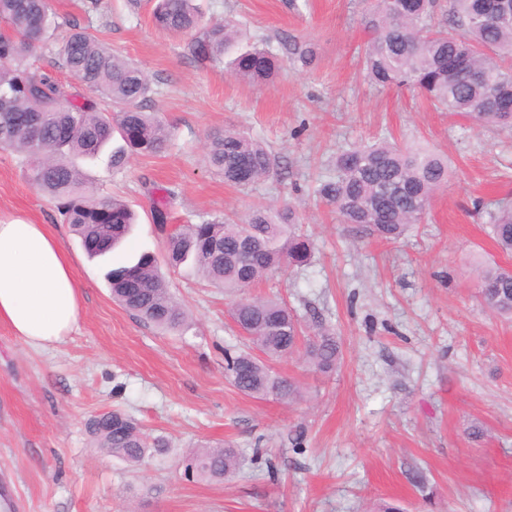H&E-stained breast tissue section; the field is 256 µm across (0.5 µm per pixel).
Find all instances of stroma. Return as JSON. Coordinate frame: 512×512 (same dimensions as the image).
Here are the masks:
<instances>
[{
    "label": "stroma",
    "instance_id": "obj_1",
    "mask_svg": "<svg viewBox=\"0 0 512 512\" xmlns=\"http://www.w3.org/2000/svg\"><path fill=\"white\" fill-rule=\"evenodd\" d=\"M196 2L204 23L233 20L247 41L306 44L311 64L287 63L254 86L154 28L151 0H50L150 76L146 109L173 138L165 154L118 173L103 156L83 162L101 194L139 215L126 243L96 260L20 158L0 152V220L50 225L82 293L76 328L49 348L0 324V494L11 512H374L383 501L403 512H512V319L484 308L478 279L482 267H512V256L475 208L512 202V135L436 111L408 88L370 86L357 63L367 39L358 0ZM224 129L264 141L281 169L246 189L226 184L206 159L209 134ZM384 137L451 165L423 222L394 243L341 223L314 193L337 152ZM164 189L177 198L162 228L152 203ZM288 203L313 260L245 294L279 295L305 323L330 326L342 349L328 374L299 354L272 362L302 387L289 404L233 385L224 352L248 345L229 316L233 297L165 264L168 229ZM138 251L161 261L191 313L188 331L157 329L113 301L105 274ZM113 410L166 437L168 453L131 464L97 448L88 422ZM477 424L487 434L474 440ZM221 442L239 448L237 473L186 479L183 456Z\"/></svg>",
    "mask_w": 512,
    "mask_h": 512
}]
</instances>
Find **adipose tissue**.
Listing matches in <instances>:
<instances>
[{"mask_svg":"<svg viewBox=\"0 0 512 512\" xmlns=\"http://www.w3.org/2000/svg\"><path fill=\"white\" fill-rule=\"evenodd\" d=\"M81 290L72 261L45 224L0 222V323L33 348L76 327Z\"/></svg>","mask_w":512,"mask_h":512,"instance_id":"1","label":"adipose tissue"}]
</instances>
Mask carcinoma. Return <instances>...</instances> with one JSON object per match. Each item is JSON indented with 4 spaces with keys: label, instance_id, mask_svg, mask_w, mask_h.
Returning a JSON list of instances; mask_svg holds the SVG:
<instances>
[{
    "label": "carcinoma",
    "instance_id": "cac0c4a2",
    "mask_svg": "<svg viewBox=\"0 0 512 512\" xmlns=\"http://www.w3.org/2000/svg\"><path fill=\"white\" fill-rule=\"evenodd\" d=\"M372 0L361 12L369 34L362 65L367 81L379 88L408 86L451 116L470 119L480 128L512 130V0ZM153 25L175 34L203 30L188 44L192 56L211 62L241 40L235 27L202 29L195 0H155ZM62 66L76 84L58 81L29 63L59 30ZM312 50L288 41V61L308 62ZM283 57L253 43L229 62L235 79L270 82ZM152 94L147 75L134 63L112 55L94 33L59 23L49 0H0V151L30 160V180L54 202L62 223L91 258L103 256L128 237L135 214L119 198L101 195L79 165L95 160L112 139V170L133 158L165 153L172 131L157 112L145 110ZM207 162L224 182L247 188L280 169V157L262 141L226 130L209 138ZM448 181V163L424 150H405L380 140L336 154L334 173L319 180L316 194L352 224L382 241L400 239L422 223L438 189ZM493 239L512 255V204L490 213ZM314 246L302 232L296 209L257 206L241 222L215 217L183 224L167 236L166 260L183 267L227 294H240L288 266L310 264ZM112 299L168 331L191 326L158 269L156 257L141 253L128 265L108 273ZM481 297L491 311L512 316V271L487 266L480 275ZM231 318L253 349L225 353V370L242 392L293 401L300 385L282 377L263 358L304 350L307 364L321 373L333 371L340 346L332 330L317 324L304 332L300 319L276 297L242 298ZM89 433L106 453L132 463L163 454L168 443L149 438L120 411L89 422ZM238 451L230 445H203L188 457L187 479L221 481L233 474Z\"/></svg>",
    "mask_w": 512,
    "mask_h": 512
}]
</instances>
